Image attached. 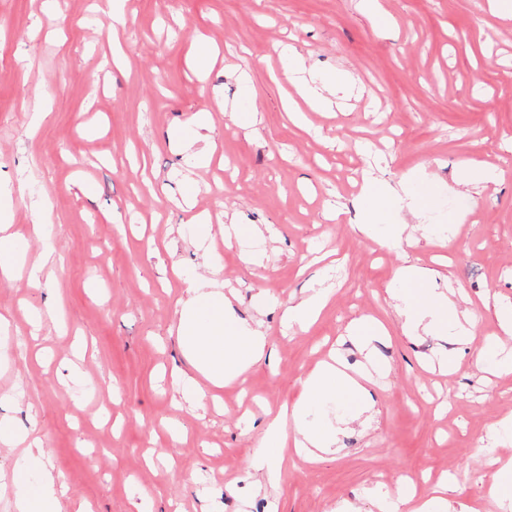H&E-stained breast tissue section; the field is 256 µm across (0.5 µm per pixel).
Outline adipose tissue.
<instances>
[{"label":"adipose tissue","instance_id":"ef3b65f1","mask_svg":"<svg viewBox=\"0 0 512 512\" xmlns=\"http://www.w3.org/2000/svg\"><path fill=\"white\" fill-rule=\"evenodd\" d=\"M430 269L417 265L402 267L395 276L398 290L393 298L397 312L404 316L407 335L451 332L452 340L460 346H472L479 316L474 310L459 309L450 295L424 292L431 277ZM376 322L359 318L346 327L343 338L366 356V364L355 373H348L341 360L322 363L301 382L298 400L271 420L265 430V452L260 458L264 479L278 484L282 468L278 451L293 446L306 461L314 462L329 453L336 444L339 430L329 411L346 407L348 420L358 419L363 406L369 405L367 388L379 365L372 360V340L377 332ZM178 334L181 344L202 382H185L186 393L196 401H205L209 386L220 387L234 382L240 375L265 356L266 336L262 322H245L236 318L228 298L216 291H202L192 285L181 304ZM15 508L17 512H58L62 489L51 470L40 472L36 487L16 481ZM456 488L452 481L440 482L431 492L417 495L413 487L399 492L400 503L409 505V512H453L451 500Z\"/></svg>","mask_w":512,"mask_h":512}]
</instances>
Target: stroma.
<instances>
[{
	"instance_id": "1",
	"label": "stroma",
	"mask_w": 512,
	"mask_h": 512,
	"mask_svg": "<svg viewBox=\"0 0 512 512\" xmlns=\"http://www.w3.org/2000/svg\"><path fill=\"white\" fill-rule=\"evenodd\" d=\"M482 0H125L122 24L105 0H0V222L22 239V263L0 277V406L39 438L68 488L59 512H382V494L449 478L458 498L502 512L485 482L512 445L489 427L512 416V373L475 365L447 337L404 335L390 299L397 269L437 271L481 308L475 344L498 326L485 297L512 301V22ZM292 47L293 56L282 47ZM306 75L341 76L328 111L288 115L292 58ZM209 113L208 167L178 146ZM254 115L250 128L233 113ZM493 183L472 204L473 163ZM397 189L409 226L456 218L448 243L429 235L385 246L356 231L361 172ZM342 209L323 218L325 204ZM221 225H258L245 262L221 247L215 275L238 318L263 319L266 355L243 385L211 388L222 401L190 407L171 377L193 378L177 332L186 285L201 280ZM41 236H34V225ZM55 259L42 263L44 244ZM41 265L38 285L27 279ZM326 288L330 302L306 330L287 331L279 305ZM266 291L273 308L258 311ZM361 316L385 328L375 407L340 434L336 453L307 463L285 450L279 485H259L254 459L269 417ZM454 358L442 376L429 361ZM182 434L171 441L165 424ZM196 473L183 482L184 471Z\"/></svg>"
}]
</instances>
